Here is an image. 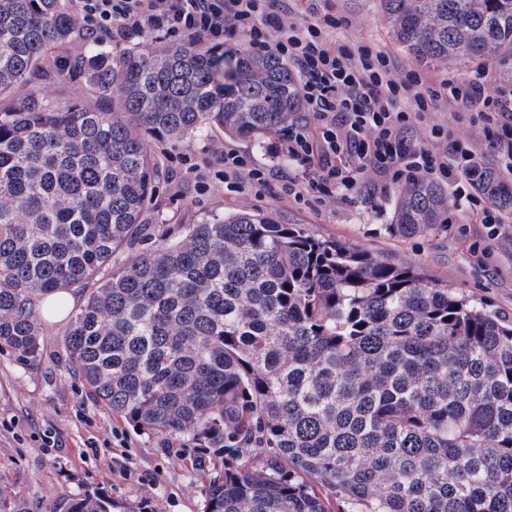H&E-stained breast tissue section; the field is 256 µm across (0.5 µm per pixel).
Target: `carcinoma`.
I'll return each mask as SVG.
<instances>
[{
	"label": "carcinoma",
	"instance_id": "1",
	"mask_svg": "<svg viewBox=\"0 0 512 512\" xmlns=\"http://www.w3.org/2000/svg\"><path fill=\"white\" fill-rule=\"evenodd\" d=\"M425 64L512 48V0H380ZM82 35L66 0H0V354L40 352L39 297L80 290L68 370L139 431L224 442L204 512H512V317L411 267L216 212L106 275L155 203V146L257 143L303 117L277 57L189 45L63 56L93 102L26 91ZM483 190L512 213V183ZM448 229V189L395 200L390 236ZM53 512H137L64 495Z\"/></svg>",
	"mask_w": 512,
	"mask_h": 512
}]
</instances>
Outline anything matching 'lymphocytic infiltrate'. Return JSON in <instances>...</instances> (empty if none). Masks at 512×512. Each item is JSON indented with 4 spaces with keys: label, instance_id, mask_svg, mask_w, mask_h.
I'll use <instances>...</instances> for the list:
<instances>
[{
    "label": "lymphocytic infiltrate",
    "instance_id": "f902f5d3",
    "mask_svg": "<svg viewBox=\"0 0 512 512\" xmlns=\"http://www.w3.org/2000/svg\"><path fill=\"white\" fill-rule=\"evenodd\" d=\"M81 26L102 41L161 42L221 49L240 45L287 62L298 77L306 117L288 126L275 151L288 172L274 176L240 152H214L207 164L177 157L182 175L201 178L210 171L230 192L246 189L273 198L293 197L309 206L376 194L387 183L413 184L427 177L445 183L453 204L474 216L487 238L499 235L500 208L472 190L481 171V151L451 138L444 124L429 136L447 141L434 152L414 136L434 112L442 90L454 98L483 104L485 124L500 171L512 174V89H492L486 72L464 86L433 88L420 71L396 72L384 51L333 40L347 26L332 0H307L303 14L291 15L286 0H71ZM426 124V123H425Z\"/></svg>",
    "mask_w": 512,
    "mask_h": 512
}]
</instances>
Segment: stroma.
I'll return each instance as SVG.
<instances>
[{"instance_id":"obj_1","label":"stroma","mask_w":512,"mask_h":512,"mask_svg":"<svg viewBox=\"0 0 512 512\" xmlns=\"http://www.w3.org/2000/svg\"><path fill=\"white\" fill-rule=\"evenodd\" d=\"M337 14L349 27L338 29L340 42L355 39L386 52L398 70L426 69L433 86L468 80L475 66L422 67L388 34L379 0H334ZM449 124L462 139L484 142L486 131L474 108L449 101L434 116ZM234 149L252 163L280 172L284 158L269 144L232 140L210 130L190 141L167 145L158 154L159 184L151 222L143 238L116 251L113 268L126 265L162 240L178 237L183 228L215 211L263 209L279 223L302 224L317 237L353 244L394 264L420 268L458 292L490 302L512 314V217L499 238L485 237L482 225L468 223L450 209L447 231L410 238L390 237L382 227L391 223L400 185H387L374 201L340 199L313 208L286 197H259L250 191H225L222 183L203 186L193 179H173L171 159L191 153L197 160L213 150ZM486 249L483 259L470 253L472 244ZM69 320L42 321L41 354L20 363L0 355V495L13 512H50L63 494L96 492L117 503H132L142 512H203L206 490L224 466V451L190 437L134 430L103 404L68 371L64 345ZM59 438L56 448L43 447L45 433ZM96 447H87L88 438Z\"/></svg>"}]
</instances>
